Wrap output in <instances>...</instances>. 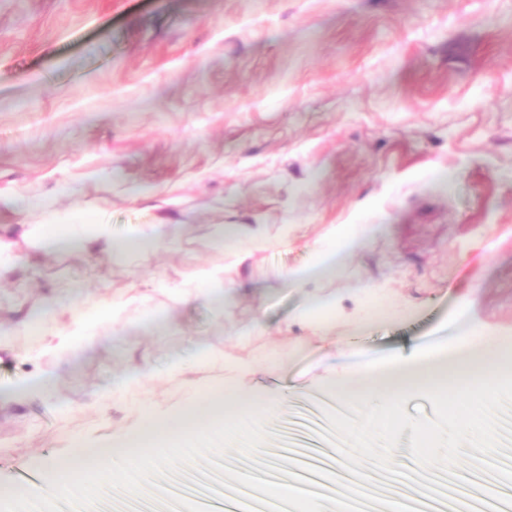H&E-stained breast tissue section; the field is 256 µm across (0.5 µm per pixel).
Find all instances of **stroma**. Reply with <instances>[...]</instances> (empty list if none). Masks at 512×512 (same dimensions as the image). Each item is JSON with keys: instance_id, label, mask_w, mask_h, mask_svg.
I'll return each mask as SVG.
<instances>
[{"instance_id": "1", "label": "stroma", "mask_w": 512, "mask_h": 512, "mask_svg": "<svg viewBox=\"0 0 512 512\" xmlns=\"http://www.w3.org/2000/svg\"><path fill=\"white\" fill-rule=\"evenodd\" d=\"M183 225L155 252H47L34 221ZM265 241L239 264L220 229ZM383 231L334 276L284 286L331 228ZM0 485L43 477L74 439L152 401L220 383L219 367L158 380L199 347L249 363L283 394L268 428L310 424L307 397L356 382L371 355L478 325L512 337V0H0ZM220 266L230 304L174 285ZM336 300L322 324L299 318ZM128 300L94 346L44 348L22 323L72 326L88 299ZM161 314L142 331L145 309ZM261 334L248 335L256 310ZM49 375L45 394L15 388Z\"/></svg>"}]
</instances>
